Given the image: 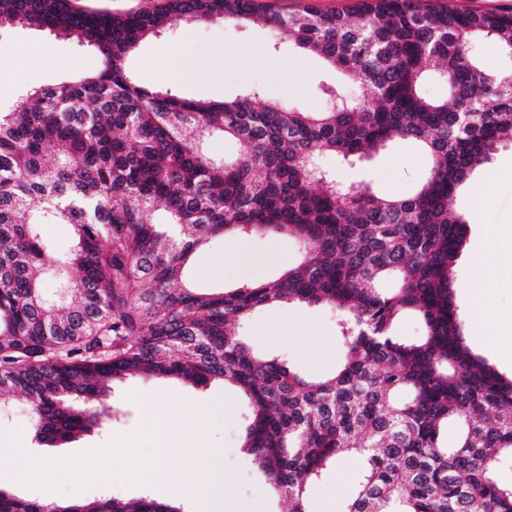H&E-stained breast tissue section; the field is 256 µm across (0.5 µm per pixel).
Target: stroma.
Returning a JSON list of instances; mask_svg holds the SVG:
<instances>
[{"label":"stroma","instance_id":"obj_1","mask_svg":"<svg viewBox=\"0 0 512 512\" xmlns=\"http://www.w3.org/2000/svg\"><path fill=\"white\" fill-rule=\"evenodd\" d=\"M264 14L288 15L302 11L336 13L352 10L356 0H255ZM188 51L195 70L178 77L166 75L157 61L159 46ZM93 52L75 39L44 30L0 26V107L12 105L31 87L52 86L82 76L91 69ZM134 79L148 87L173 89L181 96L204 100L232 98L254 86L269 98L288 102L305 112H322L330 101L323 84H342L345 94L354 86L315 56L294 44L272 46L269 30L258 25L220 21L186 24L160 37L146 38L128 59ZM327 165L347 182L367 179L382 195L406 196L421 180L426 161L415 140L398 139L371 160L347 167L335 160ZM500 178L487 182L488 169ZM455 209L469 224L467 245L453 272L452 289L464 323L463 332L472 351L500 373L512 375V144L499 145L489 165L480 166L457 195ZM496 252L500 258L499 285L487 301L501 315L498 350L479 343L472 321L473 295L482 286L473 267L475 256ZM298 257L293 240L283 237H214L200 249L187 269L188 278L205 292H221L243 283L275 278ZM337 313L325 306L278 303L259 310L249 320L247 336L255 350L282 355L289 364L309 375L331 372L344 353L336 334ZM115 401L122 411L119 421L83 433L68 443L47 447L31 436V411L26 401L0 407V488L31 499L68 500L109 494L127 500L144 495L163 501L159 488H143L135 480L121 450L134 447L142 463L154 457V443L144 426L148 413H157L224 452V468L232 477L224 512H288L286 499L274 495L264 476L242 447L247 401L232 385L213 382L195 385L176 379L146 381L130 377L115 386ZM204 402L212 410L206 423L188 419L189 404ZM27 446L32 455L51 461L55 475L47 480L18 485L7 475L14 462L12 450ZM111 449L110 480L84 472L86 459ZM359 464L351 458L333 466L310 496V512H343Z\"/></svg>","mask_w":512,"mask_h":512}]
</instances>
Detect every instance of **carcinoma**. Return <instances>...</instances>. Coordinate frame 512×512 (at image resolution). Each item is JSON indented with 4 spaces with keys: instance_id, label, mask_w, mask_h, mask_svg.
Returning <instances> with one entry per match:
<instances>
[{
    "instance_id": "obj_1",
    "label": "carcinoma",
    "mask_w": 512,
    "mask_h": 512,
    "mask_svg": "<svg viewBox=\"0 0 512 512\" xmlns=\"http://www.w3.org/2000/svg\"><path fill=\"white\" fill-rule=\"evenodd\" d=\"M263 21L274 38L322 56L357 85L325 112L253 87L220 102L135 82L129 54L188 21ZM0 24L75 36L98 67L32 88L0 110V397L28 398L35 438L64 443L112 417L110 384L128 376L220 381L247 399L244 447L288 512L344 457L360 463L344 512H512V377L465 344L452 291L469 225L460 188L512 143V70L485 68L478 41L512 59V13L444 10L432 0H358L347 13L264 16L254 0H164L124 15L70 0H0ZM436 71L448 97L423 91ZM214 136L238 145L210 155ZM413 138L428 171L410 196L343 184L321 160L352 164ZM164 212V218L157 216ZM49 224H69L60 255ZM282 235L299 259L277 278L222 293L188 283L210 239ZM57 288H45L47 277ZM287 302L339 315L344 355L311 378L253 351L239 328ZM425 327L394 330L404 313ZM454 419V445L441 429ZM46 500L0 488V512ZM59 512H181L106 495ZM396 331L399 336L407 341H416L424 334V325L421 319L412 313H406L401 316L396 325Z\"/></svg>"
}]
</instances>
